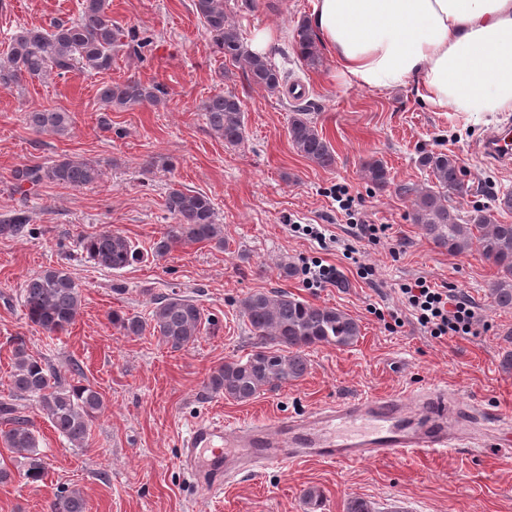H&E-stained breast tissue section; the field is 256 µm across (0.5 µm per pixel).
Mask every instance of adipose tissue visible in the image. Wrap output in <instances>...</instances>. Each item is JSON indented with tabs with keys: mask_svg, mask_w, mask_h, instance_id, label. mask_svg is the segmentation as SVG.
Masks as SVG:
<instances>
[{
	"mask_svg": "<svg viewBox=\"0 0 512 512\" xmlns=\"http://www.w3.org/2000/svg\"><path fill=\"white\" fill-rule=\"evenodd\" d=\"M307 23L351 85L412 80L437 111L512 112V0H313Z\"/></svg>",
	"mask_w": 512,
	"mask_h": 512,
	"instance_id": "adipose-tissue-1",
	"label": "adipose tissue"
}]
</instances>
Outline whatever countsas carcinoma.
Segmentation results:
<instances>
[{"instance_id": "1", "label": "carcinoma", "mask_w": 512, "mask_h": 512, "mask_svg": "<svg viewBox=\"0 0 512 512\" xmlns=\"http://www.w3.org/2000/svg\"><path fill=\"white\" fill-rule=\"evenodd\" d=\"M193 6L218 51L242 65L251 84L271 92L280 87V72L268 59L251 53L244 45L238 29L229 21L224 0H193ZM125 38L134 42L137 34L124 32L112 23L111 0H83L77 21L57 20L48 29L22 27L12 34L9 51L0 57V88L18 87L27 79L44 76L64 78L79 68L107 73L112 70L114 51ZM293 42L309 65H321L315 35L307 24L296 26ZM164 94V87L155 82H106L99 89V102L107 112L114 106L157 104ZM205 118L225 144L235 146L244 140L245 114L236 95L212 96L205 105ZM25 120L38 133L56 135L66 134L72 125L71 113L62 108L34 109L26 113ZM288 137L297 152L312 163L322 168L336 163L331 143L318 131L308 112L298 110L291 114ZM417 163L433 177V185L397 188L399 194L412 198V222L420 226L425 238L451 255L475 248L491 261L499 274L490 288L491 302L499 308H512V224L495 222L490 209L480 205L473 207L467 219L460 218L450 195L467 191V172L455 156L444 151H422ZM364 169L373 188L384 190L390 186V174L382 161H369ZM12 177L20 191L26 185L34 188L44 183L80 188L96 183L100 169L93 161L64 155L49 166L17 167ZM165 207L174 223L154 241L155 256L163 257L175 246L191 243L226 247L223 228L217 223L207 196L173 188L166 196ZM28 224L27 212L16 208L0 219V236H21ZM79 245L95 264L112 271L122 270L141 258L127 237L111 229L84 237ZM152 304L146 319L114 312L112 321L129 335L140 336L152 329L173 352L198 340L204 314L194 300L173 291L152 299ZM24 306L31 323L48 334L61 333L79 314V285L67 269L47 268L25 282ZM240 313L254 338L252 350L244 361L214 368L206 381L210 393L237 402H247L264 390L303 377L308 369L307 349L319 345L349 347L361 335L358 321L349 314L286 291L271 295L252 292L241 300ZM10 385L15 396L37 398L54 429L78 447L88 438L91 425L103 408L100 392L79 381L72 384L62 380L30 355L21 339L13 349ZM0 423L6 425L0 429V442L29 459L26 479L43 480L45 467L38 456L36 437L16 404L0 402ZM50 512H86V504L78 492L61 491L52 501Z\"/></svg>"}]
</instances>
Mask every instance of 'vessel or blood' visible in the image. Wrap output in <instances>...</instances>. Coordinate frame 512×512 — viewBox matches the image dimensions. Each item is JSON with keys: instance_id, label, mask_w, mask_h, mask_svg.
I'll use <instances>...</instances> for the list:
<instances>
[{"instance_id": "1", "label": "vessel or blood", "mask_w": 512, "mask_h": 512, "mask_svg": "<svg viewBox=\"0 0 512 512\" xmlns=\"http://www.w3.org/2000/svg\"><path fill=\"white\" fill-rule=\"evenodd\" d=\"M479 149L502 165L512 164V128L492 130ZM468 414L486 418L490 412L475 403L461 410L455 394L424 387L407 397H355L309 415L268 422L230 427L220 420L200 419L182 442L181 461L199 486L210 491L223 486L229 476L307 458L339 463L512 446V432L507 430L477 441L463 426Z\"/></svg>"}]
</instances>
